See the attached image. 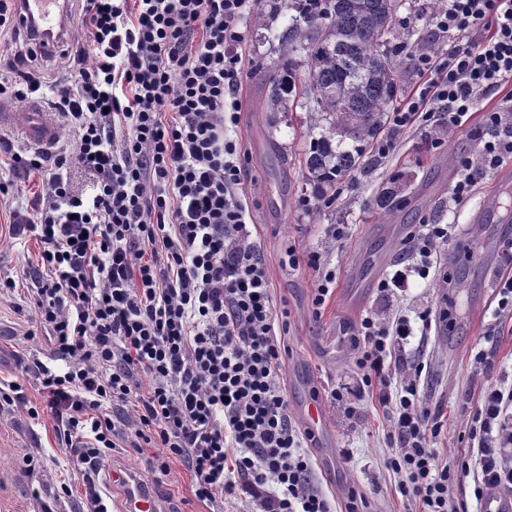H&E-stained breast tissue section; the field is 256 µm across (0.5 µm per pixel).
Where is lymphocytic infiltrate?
Masks as SVG:
<instances>
[{
  "instance_id": "obj_1",
  "label": "lymphocytic infiltrate",
  "mask_w": 512,
  "mask_h": 512,
  "mask_svg": "<svg viewBox=\"0 0 512 512\" xmlns=\"http://www.w3.org/2000/svg\"><path fill=\"white\" fill-rule=\"evenodd\" d=\"M253 10V0H84L91 51L78 53L73 81L46 85L32 51L0 67L1 99L49 88V108L77 136L74 152L52 154L0 134V195L15 193L20 173L43 177L18 223L41 248L26 277L57 363L37 362L46 398L28 413L60 420L90 512H109L95 478L121 442L157 448L154 472L182 463L195 498L219 508L242 495L252 512H335L304 449L313 435L288 414L270 282L239 197L229 129ZM434 26L448 51L416 56L423 79L374 151L387 156L397 135L429 120L427 102L459 127L498 99L453 185L459 201L512 158V0H448ZM74 166L92 177L91 195L73 190ZM411 335L402 316L364 318L355 336L359 391L394 407L385 466L399 494L417 512H460L452 490L470 476L475 498L512 495V384L485 388L467 455L440 460L441 424L416 385L422 366L401 387L391 381L395 348Z\"/></svg>"
}]
</instances>
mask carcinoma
Masks as SVG:
<instances>
[{
    "label": "carcinoma",
    "instance_id": "cac0c4a2",
    "mask_svg": "<svg viewBox=\"0 0 512 512\" xmlns=\"http://www.w3.org/2000/svg\"><path fill=\"white\" fill-rule=\"evenodd\" d=\"M279 2L275 14L288 11V25L276 35L278 61L267 105L275 110L297 102L326 122L301 159L320 201L364 169L366 151L399 93L397 70L405 61L390 48L402 39L395 28L399 0ZM406 189L399 179L382 187L377 206L383 216L393 214Z\"/></svg>",
    "mask_w": 512,
    "mask_h": 512
}]
</instances>
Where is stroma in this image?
<instances>
[{
  "instance_id": "stroma-1",
  "label": "stroma",
  "mask_w": 512,
  "mask_h": 512,
  "mask_svg": "<svg viewBox=\"0 0 512 512\" xmlns=\"http://www.w3.org/2000/svg\"><path fill=\"white\" fill-rule=\"evenodd\" d=\"M271 28L250 27L242 47L245 71L238 94L235 133L246 173L240 196L253 224L254 244L271 283L275 331L286 349L283 378L288 412L302 424V408L314 392L355 384L353 335L360 320L378 314L391 321L405 315L422 328L406 347L412 361L425 363L419 382L422 401L442 422L434 445L441 457L454 458L469 445L470 416L481 388L512 375V317L496 316L498 285L507 274L501 259L512 251V159L481 180L462 201L451 189L462 157L471 155L481 130L479 116L465 126L444 129L439 122H417L388 157L368 158L364 171L344 187L331 206L313 213L302 199L311 195L300 160L313 133L311 114L300 105L279 112L265 109L270 63L275 59ZM410 186L391 221L376 205L379 185L395 176ZM19 198L0 201V277L18 278L15 291L0 294V381H20L19 398L0 404V512H87L82 479L68 465L69 448L62 425L45 415L31 419L27 410L42 400L35 361L50 362L53 346L34 311L30 283L21 275L36 265L40 247L13 225V213L36 201L40 174L20 175ZM345 224L342 242L331 241L327 228ZM425 224H451L467 239L469 251L454 243L437 249L429 278L409 274L405 288L387 295L379 283L408 264L411 237ZM296 253L299 264L288 262ZM322 256L335 275L331 297L322 309L312 304L316 271L308 254ZM485 348L493 363L484 370L474 361ZM326 432L309 453L320 488L344 512L349 494L363 497L364 512H410L395 491L396 480L383 462L391 407L366 397L354 413L324 402ZM155 449L119 448L101 467L97 481L108 490L112 512L121 508L120 490H109L113 467L132 472L163 498L169 512H211L190 490L181 464L161 476L149 467Z\"/></svg>"
}]
</instances>
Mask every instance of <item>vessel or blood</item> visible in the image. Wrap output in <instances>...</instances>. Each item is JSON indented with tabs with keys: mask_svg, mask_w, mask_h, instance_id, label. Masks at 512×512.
<instances>
[{
	"mask_svg": "<svg viewBox=\"0 0 512 512\" xmlns=\"http://www.w3.org/2000/svg\"><path fill=\"white\" fill-rule=\"evenodd\" d=\"M16 9L20 28L38 51L52 54L59 50L68 27V0H16ZM2 126L16 129L36 148L49 149L59 141L58 128L45 118L37 102L19 111H0ZM111 479L124 488L121 512H165L160 499L135 475L116 471Z\"/></svg>",
	"mask_w": 512,
	"mask_h": 512,
	"instance_id": "obj_1",
	"label": "vessel or blood"
}]
</instances>
